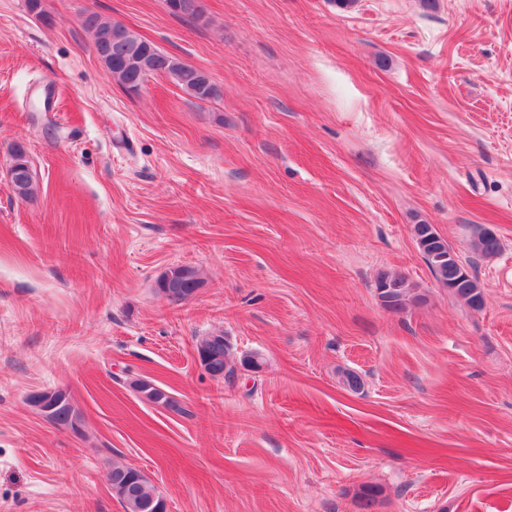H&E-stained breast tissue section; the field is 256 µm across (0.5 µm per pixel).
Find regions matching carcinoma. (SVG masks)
I'll return each instance as SVG.
<instances>
[{"mask_svg": "<svg viewBox=\"0 0 512 512\" xmlns=\"http://www.w3.org/2000/svg\"><path fill=\"white\" fill-rule=\"evenodd\" d=\"M170 13L178 15L189 21H195L200 17V5L193 7L184 5L186 0H164ZM114 22L104 19L97 14L90 15V21L87 27L93 31L96 37V43H109V52L111 61L105 63V69L125 90L133 91L135 87L142 82L140 77L122 65V61L127 52V45L122 42L112 41V27ZM179 89L187 96L198 101H209L218 96L219 89L216 86L198 88L189 81H175ZM12 163L11 167L17 170L15 179L23 181L22 188L24 197L29 198L34 191V180L32 170L29 165L27 152L24 145L16 143L11 148ZM415 238L420 252L423 254L425 262L438 282L448 285L456 280V274L462 270L467 273L465 283L451 291V294L463 301L472 309L479 310L483 306V293L477 285L476 278L467 272L463 263L454 258L448 259V253L451 248L448 242L438 236L431 225H415ZM475 249L483 256H494L501 251V242L497 235L484 231L476 242ZM189 290V281L182 276V267L179 265L168 269V274H164L159 282V292L166 298L177 296L176 302H183V295ZM377 292L384 306L393 311H399L405 308L412 299V288L406 278L398 274H385L378 280ZM196 349L209 354L216 359L217 366L213 370V378L216 380L234 373L231 366L229 347L221 335H205L196 342ZM134 390L142 394L146 401L161 405L174 411H182L178 402L163 389L155 386L146 380H135L132 382ZM41 396L55 400L58 403L55 411L44 414L52 424L58 427H64L78 434L81 432L79 427V418L68 395L60 390L44 391ZM112 491L119 499L124 512H147L144 504L153 503L155 509L164 512V498L157 492L154 485L138 469L120 466L112 468Z\"/></svg>", "mask_w": 512, "mask_h": 512, "instance_id": "cac0c4a2", "label": "carcinoma"}]
</instances>
